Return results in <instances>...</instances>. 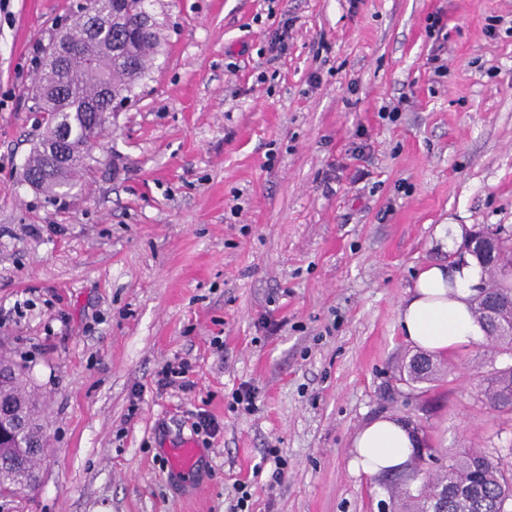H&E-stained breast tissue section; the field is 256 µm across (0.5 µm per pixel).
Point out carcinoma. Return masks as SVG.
Here are the masks:
<instances>
[{"mask_svg":"<svg viewBox=\"0 0 512 512\" xmlns=\"http://www.w3.org/2000/svg\"><path fill=\"white\" fill-rule=\"evenodd\" d=\"M147 0H89L74 23L66 28L70 42L66 55L44 57L43 72L36 89L39 111L53 119V126L34 147L23 170L36 176L32 187L55 192L69 183L76 167L83 162L98 128L100 115L115 111L128 101L146 70L147 56L160 40L161 24L146 7ZM69 133L74 154L55 163L47 148L56 142L59 130ZM484 283L494 293L497 321L512 322V232L499 239L496 254L482 258ZM473 314L485 338L504 356L499 367L482 376L480 395L494 409L512 413V335L494 330L482 312L483 300L472 298ZM439 369L433 362L412 373L408 362L399 380L412 386L434 380ZM28 374L13 363L0 376V401L18 405L35 435L44 425L36 413L35 398L28 394ZM12 442L0 443V493L20 492L36 485L37 460L18 463ZM435 449H415L414 466L406 474L385 480L390 512H512V466L501 457L477 450L452 454L448 464L433 471L427 460Z\"/></svg>","mask_w":512,"mask_h":512,"instance_id":"cac0c4a2","label":"carcinoma"}]
</instances>
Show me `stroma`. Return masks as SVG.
Wrapping results in <instances>:
<instances>
[{"instance_id": "35a3bbf8", "label": "stroma", "mask_w": 512, "mask_h": 512, "mask_svg": "<svg viewBox=\"0 0 512 512\" xmlns=\"http://www.w3.org/2000/svg\"><path fill=\"white\" fill-rule=\"evenodd\" d=\"M84 2L0 0V352L47 416L40 482L0 512H225L238 482L251 512H382L348 462L384 413L440 462L512 457V415L479 396L485 343L412 389L398 322L415 271L445 257L437 225L512 231V0H150L162 39L134 97L71 188L38 193L22 180L46 132L34 50ZM178 358L193 388L157 390ZM244 381L253 415L231 406ZM200 408L221 429L191 494L162 443Z\"/></svg>"}]
</instances>
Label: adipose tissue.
<instances>
[{"label":"adipose tissue","mask_w":512,"mask_h":512,"mask_svg":"<svg viewBox=\"0 0 512 512\" xmlns=\"http://www.w3.org/2000/svg\"><path fill=\"white\" fill-rule=\"evenodd\" d=\"M483 279L472 257L459 264L432 263L415 272L399 308V325L411 346L446 357L479 342L484 333L473 316L471 299ZM420 432L384 415L361 426L352 442L351 470L370 476L408 469Z\"/></svg>","instance_id":"1"}]
</instances>
